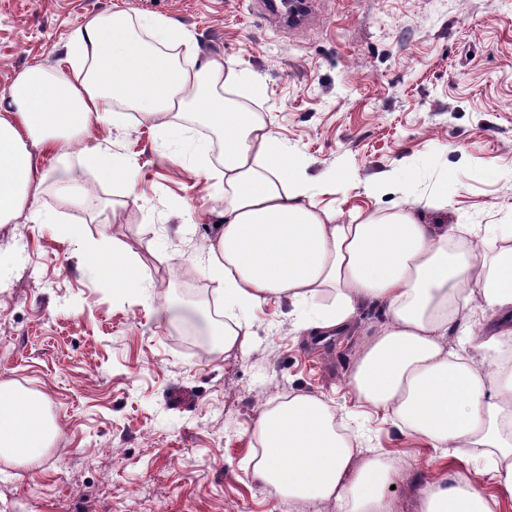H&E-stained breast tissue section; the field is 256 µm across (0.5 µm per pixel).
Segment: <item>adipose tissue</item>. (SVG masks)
<instances>
[{"instance_id": "ef3b65f1", "label": "adipose tissue", "mask_w": 512, "mask_h": 512, "mask_svg": "<svg viewBox=\"0 0 512 512\" xmlns=\"http://www.w3.org/2000/svg\"><path fill=\"white\" fill-rule=\"evenodd\" d=\"M185 33L168 18L122 12L75 31L64 58L19 71L0 97V224L43 213V185L68 201L87 191L85 168L124 179L99 141L103 125L130 109L162 130L208 119L222 143L219 166H200L224 184L221 224L207 243L206 275L224 305L221 343L241 350L250 314L270 297L287 299L304 329L346 336L362 307L382 304L385 321L360 344L349 378L358 399L385 412L445 457L478 449L486 472L512 496V225L429 224L412 207L340 221L317 206L303 158L258 113L225 102V87L246 75L233 62H187ZM85 143L80 166L64 165L72 139ZM60 159L51 173L38 157ZM97 270L120 294L142 293L150 271L106 240H83ZM473 304L492 325L466 333L464 356L448 347ZM57 428L40 395L0 384V456L23 462L47 448ZM341 412L295 394L259 411L250 431L253 480L279 496L335 501L338 512H384L392 465L357 448ZM463 475L425 485L421 512H497Z\"/></svg>"}]
</instances>
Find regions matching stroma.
I'll return each instance as SVG.
<instances>
[{
    "instance_id": "obj_1",
    "label": "stroma",
    "mask_w": 512,
    "mask_h": 512,
    "mask_svg": "<svg viewBox=\"0 0 512 512\" xmlns=\"http://www.w3.org/2000/svg\"><path fill=\"white\" fill-rule=\"evenodd\" d=\"M162 15L190 38L193 60H229L261 85L235 100L271 123L308 163L315 200L346 216L387 210L448 185L431 224L512 225V0H313L308 26L282 29L253 0H0V95L24 67L63 57L92 16ZM131 164L136 196L85 171L108 212L73 208L44 190L53 223L21 214L0 224V383L40 394L59 426L34 461L0 459V512H336L256 484L246 465L259 410L291 394L354 406L348 381L359 337L314 336L271 299L252 313L244 350L199 354L179 323L211 332L216 282L203 244L223 190L185 161L201 124L167 136L140 116L104 128ZM397 171L409 197H367ZM344 187L330 188L337 172ZM118 241L150 267L127 297L60 230ZM168 305V318L158 308ZM369 446L393 459L390 512H420L428 482L469 474L493 494L480 462L441 458L400 424L366 417Z\"/></svg>"
}]
</instances>
